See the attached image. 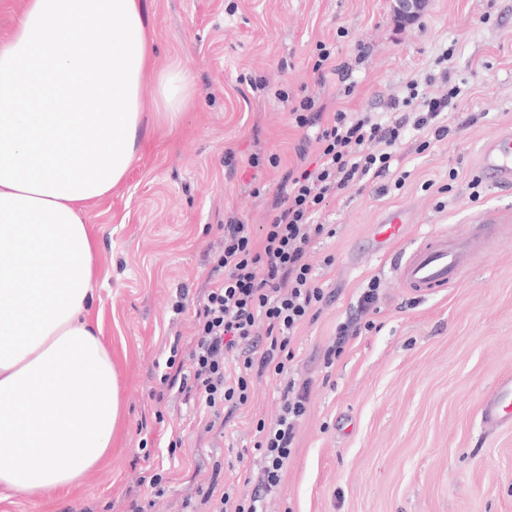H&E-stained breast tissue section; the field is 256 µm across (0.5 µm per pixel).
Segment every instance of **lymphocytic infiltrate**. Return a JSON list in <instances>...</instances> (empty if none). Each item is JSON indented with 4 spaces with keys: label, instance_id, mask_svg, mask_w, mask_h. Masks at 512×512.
I'll return each instance as SVG.
<instances>
[{
    "label": "lymphocytic infiltrate",
    "instance_id": "lymphocytic-infiltrate-1",
    "mask_svg": "<svg viewBox=\"0 0 512 512\" xmlns=\"http://www.w3.org/2000/svg\"><path fill=\"white\" fill-rule=\"evenodd\" d=\"M407 90L403 103L417 112L411 122L403 117L383 122L368 112L327 114L311 96L292 105L297 127L317 126L319 155L312 166L289 171L260 230L227 218L224 246L209 258V286L195 314L196 338L186 351L171 348L166 361L156 399H163L164 389L176 388L198 401L204 413L197 425L206 432L223 427L227 416L250 404L254 378L269 373L283 379L276 423L256 425V446L262 451L257 480L264 491L279 486L307 412L310 382L294 376L290 344L333 298L308 260L313 244L333 233L318 215L329 201L361 189L366 177L389 172L405 126L436 141L452 132L445 113L456 89L430 97L413 81ZM380 294L379 279H370L355 313L337 323L323 355L325 365L372 328Z\"/></svg>",
    "mask_w": 512,
    "mask_h": 512
}]
</instances>
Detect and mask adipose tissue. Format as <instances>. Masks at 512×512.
Returning <instances> with one entry per match:
<instances>
[{"label": "adipose tissue", "mask_w": 512, "mask_h": 512, "mask_svg": "<svg viewBox=\"0 0 512 512\" xmlns=\"http://www.w3.org/2000/svg\"><path fill=\"white\" fill-rule=\"evenodd\" d=\"M95 39L72 49L83 28ZM144 0H23L0 40V489H68L109 452L119 375L90 319L88 202L141 150L140 88L177 121L191 82L154 73Z\"/></svg>", "instance_id": "adipose-tissue-1"}]
</instances>
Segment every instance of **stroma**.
<instances>
[{
	"instance_id": "stroma-1",
	"label": "stroma",
	"mask_w": 512,
	"mask_h": 512,
	"mask_svg": "<svg viewBox=\"0 0 512 512\" xmlns=\"http://www.w3.org/2000/svg\"><path fill=\"white\" fill-rule=\"evenodd\" d=\"M155 31L154 66L193 80L177 132L148 120V139L124 183L92 202L93 318L121 386L123 416L107 457L78 486L35 497L15 494L0 512H127L147 497L137 484L146 462L167 468L152 512H201L209 485L229 482L237 498L255 493L257 421L278 414L279 378L256 379L255 397L223 429L191 427L192 405L161 390L172 342L195 337V309L209 253L229 215L261 227L287 172L314 160L316 128L295 127L275 89L291 100L317 95L327 111L388 117L389 96L410 82L442 95L459 88L447 139L419 150L416 131L398 146L392 175L333 200L310 261L335 297L292 343L298 377L311 382L307 413L276 493L264 512H512V426L480 425L482 398L512 375V188L480 175L496 135L512 132V0H428L404 23L388 0H145ZM347 66L348 82L318 84L319 44ZM447 83H438L440 72ZM435 83H428V76ZM270 93L256 94L252 79ZM276 154L279 167L249 166ZM409 171L403 186L394 172ZM411 214L387 255L372 252L376 224L392 209ZM495 225L480 257L465 258L453 287L417 298L390 266L427 233L469 237ZM379 278L374 327L332 366L324 349L361 288ZM189 295L174 313L179 288ZM183 445L168 456L172 435Z\"/></svg>"
}]
</instances>
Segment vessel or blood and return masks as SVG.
Segmentation results:
<instances>
[{
  "label": "vessel or blood",
  "mask_w": 512,
  "mask_h": 512,
  "mask_svg": "<svg viewBox=\"0 0 512 512\" xmlns=\"http://www.w3.org/2000/svg\"><path fill=\"white\" fill-rule=\"evenodd\" d=\"M480 170L494 185H512V134L493 138L484 148ZM410 217L406 209L389 212L377 224L374 239L378 250L399 237ZM486 237L485 225H475L470 238L456 239L445 232L425 234L421 240L393 263V271L403 287L416 295H426L460 282L465 274L459 256L480 249ZM512 420V377L499 379L482 405L481 423L495 427Z\"/></svg>",
  "instance_id": "obj_1"
}]
</instances>
